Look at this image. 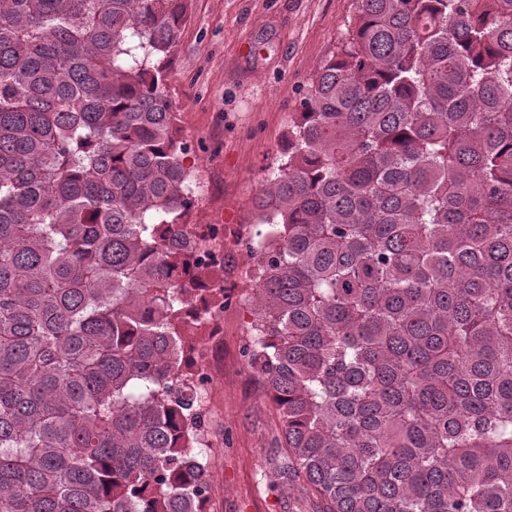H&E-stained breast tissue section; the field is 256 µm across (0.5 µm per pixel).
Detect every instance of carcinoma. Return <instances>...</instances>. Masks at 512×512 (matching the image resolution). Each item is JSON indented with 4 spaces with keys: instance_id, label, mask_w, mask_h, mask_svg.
<instances>
[{
    "instance_id": "obj_1",
    "label": "carcinoma",
    "mask_w": 512,
    "mask_h": 512,
    "mask_svg": "<svg viewBox=\"0 0 512 512\" xmlns=\"http://www.w3.org/2000/svg\"><path fill=\"white\" fill-rule=\"evenodd\" d=\"M187 12L0 0V512H202ZM253 206L244 357L320 512H512V0H356Z\"/></svg>"
}]
</instances>
